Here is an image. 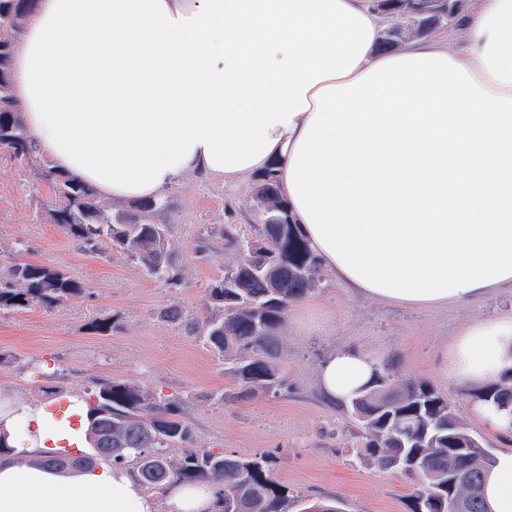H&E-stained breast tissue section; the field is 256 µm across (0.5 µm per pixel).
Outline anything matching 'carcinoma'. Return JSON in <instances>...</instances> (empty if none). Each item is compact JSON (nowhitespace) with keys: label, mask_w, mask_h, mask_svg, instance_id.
<instances>
[{"label":"carcinoma","mask_w":512,"mask_h":512,"mask_svg":"<svg viewBox=\"0 0 512 512\" xmlns=\"http://www.w3.org/2000/svg\"><path fill=\"white\" fill-rule=\"evenodd\" d=\"M34 6L35 0H0V145L22 165L37 162L40 150L22 122L11 66L20 41L18 31ZM42 178L53 189L55 223L85 252L97 254L106 245L116 248L135 259L149 277L171 288L181 286L183 274L170 259L166 225L146 218L165 210L164 199L141 203L136 212L114 210L94 189L52 167L45 168ZM254 202L270 218L287 210L273 172L259 179ZM262 237L264 242L255 243L225 232L239 253V261L231 267L236 278L229 287L224 286L223 276L211 283L207 314L194 323V330L203 333L224 370L243 386L274 394L282 385L275 332L290 304L317 287L319 262L295 224H264ZM262 257L268 260L267 274L258 279L253 266ZM84 294L81 281L41 263L13 260L0 276V311L33 305L54 308ZM472 396L511 415L512 373L473 389ZM347 409L364 430L365 456L412 481V512H448V501L454 499L463 503V512H487L483 486L494 455L429 382L393 385L380 375L351 399ZM88 416L93 455H50L43 464L86 469L96 455L115 465L131 462L144 488L163 493L174 485L209 483L216 488L215 512H288V506L302 502V497H291L288 487L269 477L266 461L193 447V430L180 397L106 379L96 385ZM179 447L182 453L172 454L171 449Z\"/></svg>","instance_id":"1"}]
</instances>
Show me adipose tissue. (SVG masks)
Masks as SVG:
<instances>
[{
	"label": "adipose tissue",
	"instance_id": "obj_1",
	"mask_svg": "<svg viewBox=\"0 0 512 512\" xmlns=\"http://www.w3.org/2000/svg\"><path fill=\"white\" fill-rule=\"evenodd\" d=\"M375 0H38L12 62L31 139L54 169L117 203L200 173L234 185L277 171L324 267L411 309L512 289V0H472L450 38L376 46ZM471 386L512 371V312L477 318L449 356ZM380 371L340 348L318 367L348 401ZM0 398V512H212L215 489L158 505L126 468L41 466L87 446V405ZM485 497L512 512V451Z\"/></svg>",
	"mask_w": 512,
	"mask_h": 512
}]
</instances>
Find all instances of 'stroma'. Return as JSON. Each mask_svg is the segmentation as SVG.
<instances>
[{"label":"stroma","mask_w":512,"mask_h":512,"mask_svg":"<svg viewBox=\"0 0 512 512\" xmlns=\"http://www.w3.org/2000/svg\"><path fill=\"white\" fill-rule=\"evenodd\" d=\"M17 183L25 196L15 203L9 190ZM257 184L254 176L227 186L193 175L165 191L167 207L156 220L166 225L171 259L183 272L175 290L120 251H82L50 217L51 187L0 149V261L21 243L29 260L64 270L86 289L53 309L0 311V393L86 400L99 379L135 382L184 399L196 447L268 457L272 478L305 501H333L340 512H411L410 480L365 458L360 425L319 388L320 362L350 347L377 357L392 382L429 380L492 453L512 450V433L479 416L469 386L448 372L449 353L474 318L512 310L507 289L476 305L417 310L357 295L324 270L275 333L282 390L248 393L225 373L185 322L205 317L208 286L238 259L225 230L259 239ZM95 321L109 322V330H92ZM45 366L56 369L54 379L39 375Z\"/></svg>","instance_id":"stroma-1"}]
</instances>
